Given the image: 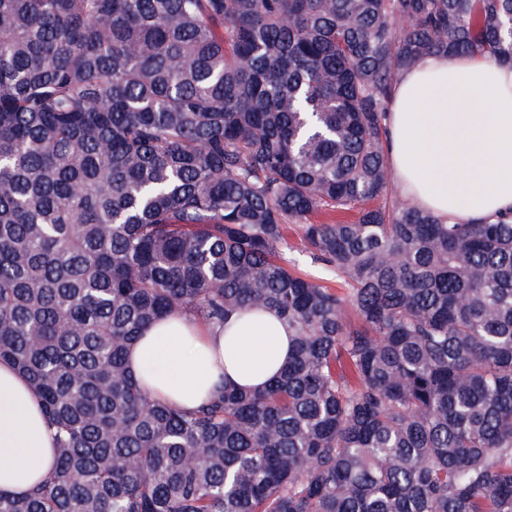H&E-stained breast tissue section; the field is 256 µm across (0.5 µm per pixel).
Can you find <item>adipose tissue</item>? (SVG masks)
Returning a JSON list of instances; mask_svg holds the SVG:
<instances>
[{"label":"adipose tissue","instance_id":"obj_1","mask_svg":"<svg viewBox=\"0 0 512 512\" xmlns=\"http://www.w3.org/2000/svg\"><path fill=\"white\" fill-rule=\"evenodd\" d=\"M390 172L403 198L448 224H478L512 212V65L432 54L400 76L386 118ZM291 331L270 309L224 325L165 316L127 349L126 367L150 396L191 410L222 382L259 389L288 360ZM39 394L0 362V492L23 496L54 461Z\"/></svg>","mask_w":512,"mask_h":512}]
</instances>
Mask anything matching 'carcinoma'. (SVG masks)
<instances>
[{"instance_id": "carcinoma-1", "label": "carcinoma", "mask_w": 512, "mask_h": 512, "mask_svg": "<svg viewBox=\"0 0 512 512\" xmlns=\"http://www.w3.org/2000/svg\"><path fill=\"white\" fill-rule=\"evenodd\" d=\"M440 52L511 63L512 0H0V360L57 442L0 512H512V213L390 187L393 87ZM259 307L293 331L260 391L126 371L172 312ZM299 232L300 230L297 225H290L286 236L287 244L284 245L283 248L284 256L288 259L289 263L295 265L296 268L311 277L319 279L323 284L330 286L331 288H345L343 282L336 278V275L326 274L319 265L314 264L305 253H302L297 248L300 246Z\"/></svg>"}]
</instances>
